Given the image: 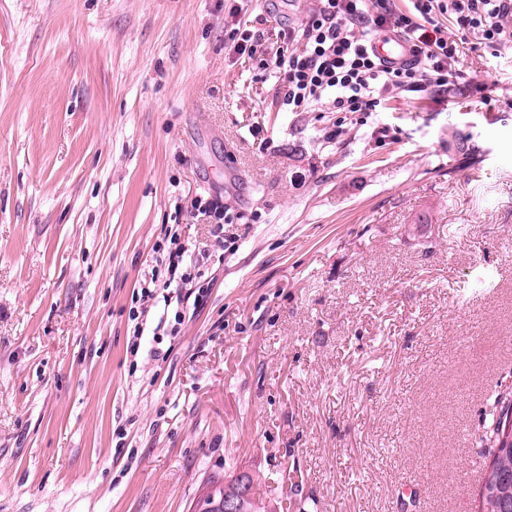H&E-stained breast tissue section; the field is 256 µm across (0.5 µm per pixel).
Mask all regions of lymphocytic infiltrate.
Returning <instances> with one entry per match:
<instances>
[{
  "label": "lymphocytic infiltrate",
  "mask_w": 512,
  "mask_h": 512,
  "mask_svg": "<svg viewBox=\"0 0 512 512\" xmlns=\"http://www.w3.org/2000/svg\"><path fill=\"white\" fill-rule=\"evenodd\" d=\"M471 30L492 51L511 45L512 0H409L404 10L394 0H316L305 22L289 28L282 49L260 66L278 78L289 111L304 112L328 99L337 111L369 115L397 98H447ZM389 37L409 45L400 64L385 62L374 50L375 41ZM187 253L171 239L160 266L141 280L142 297L175 283L197 284L198 297H205L207 288Z\"/></svg>",
  "instance_id": "obj_1"
}]
</instances>
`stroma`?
Wrapping results in <instances>:
<instances>
[{"label":"stroma","instance_id":"1","mask_svg":"<svg viewBox=\"0 0 512 512\" xmlns=\"http://www.w3.org/2000/svg\"><path fill=\"white\" fill-rule=\"evenodd\" d=\"M234 5L0 0V512H191L230 466L292 512H476L512 391V47L464 61L484 104L292 112ZM313 6L237 19L272 53ZM198 195L224 245L176 212ZM173 228L214 283L133 355ZM237 24L231 25L230 39L234 43V51L240 56L248 55L252 57L257 52V47L260 45L262 34L258 30L242 29L236 26ZM190 208L197 216L201 215L209 219V224H216L213 234L217 237V243L220 246L224 245V223H233L232 217L228 214L230 208L224 206V204L217 199L205 200L202 196L192 199Z\"/></svg>","mask_w":512,"mask_h":512}]
</instances>
